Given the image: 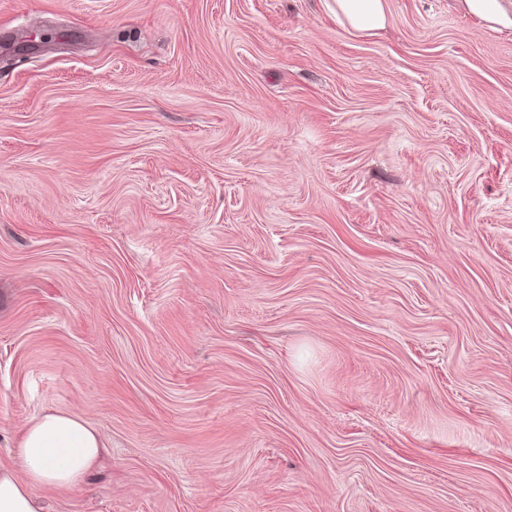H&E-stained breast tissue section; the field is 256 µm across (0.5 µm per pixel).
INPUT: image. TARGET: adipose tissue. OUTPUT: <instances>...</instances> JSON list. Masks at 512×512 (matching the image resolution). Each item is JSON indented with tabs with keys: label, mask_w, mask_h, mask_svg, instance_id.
Masks as SVG:
<instances>
[{
	"label": "adipose tissue",
	"mask_w": 512,
	"mask_h": 512,
	"mask_svg": "<svg viewBox=\"0 0 512 512\" xmlns=\"http://www.w3.org/2000/svg\"><path fill=\"white\" fill-rule=\"evenodd\" d=\"M330 10L359 34H374L388 23L387 0H332ZM102 448L98 432L75 416L47 414L26 425L16 465H0V512H42L37 489L77 485Z\"/></svg>",
	"instance_id": "1"
}]
</instances>
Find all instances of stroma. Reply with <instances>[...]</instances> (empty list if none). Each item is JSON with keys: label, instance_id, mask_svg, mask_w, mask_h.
<instances>
[{"label": "stroma", "instance_id": "35a3bbf8", "mask_svg": "<svg viewBox=\"0 0 512 512\" xmlns=\"http://www.w3.org/2000/svg\"><path fill=\"white\" fill-rule=\"evenodd\" d=\"M0 0V464L43 512H512V30L388 0ZM330 11L349 30L371 35L386 28L387 0H333ZM102 448L98 432L79 417L46 414L26 425L17 466L0 465V512H43L36 490L77 485Z\"/></svg>", "mask_w": 512, "mask_h": 512}]
</instances>
